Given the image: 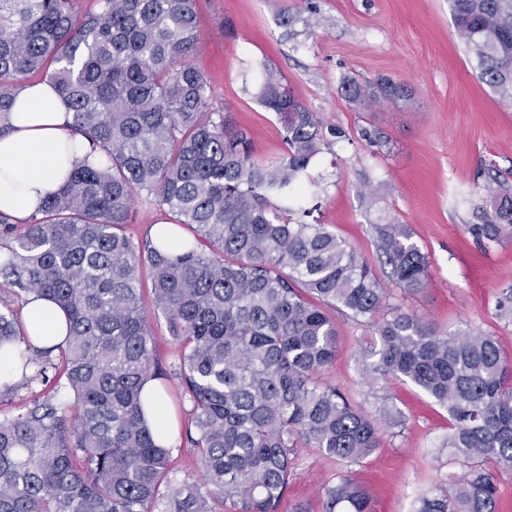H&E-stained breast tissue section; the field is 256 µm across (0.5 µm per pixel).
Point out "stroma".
I'll return each instance as SVG.
<instances>
[{"label": "stroma", "instance_id": "obj_1", "mask_svg": "<svg viewBox=\"0 0 512 512\" xmlns=\"http://www.w3.org/2000/svg\"><path fill=\"white\" fill-rule=\"evenodd\" d=\"M196 10L191 62L210 77L214 106L250 131L255 157L284 152L277 116L255 97L267 66L323 125L345 132L308 170L319 183L318 222L373 262L383 281L389 269L378 262L374 224L407 225L431 277L412 293L389 286V304L451 333H490L512 358V319L497 310L512 289V236L481 249L466 230L491 212L492 190H512V104L478 79L448 0H197ZM347 74L387 77L413 96L358 108L341 91ZM365 127L384 133L383 151L361 139ZM331 316L338 352L322 377L383 420L380 446L352 465L299 449L280 512H322L323 488L340 475L367 487L375 512H413L419 495L451 488L464 471L443 446L452 420L409 380L366 376L362 356L378 341L373 323Z\"/></svg>", "mask_w": 512, "mask_h": 512}]
</instances>
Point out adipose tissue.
Wrapping results in <instances>:
<instances>
[{"label": "adipose tissue", "mask_w": 512, "mask_h": 512, "mask_svg": "<svg viewBox=\"0 0 512 512\" xmlns=\"http://www.w3.org/2000/svg\"><path fill=\"white\" fill-rule=\"evenodd\" d=\"M72 114L48 82L27 84L16 99L9 127L0 133V212L24 223L43 200L64 185L72 156L60 149L72 143ZM34 345L65 335L66 314L53 300L30 295L24 311Z\"/></svg>", "instance_id": "1"}]
</instances>
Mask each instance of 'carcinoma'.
Instances as JSON below:
<instances>
[{
    "label": "carcinoma",
    "mask_w": 512,
    "mask_h": 512,
    "mask_svg": "<svg viewBox=\"0 0 512 512\" xmlns=\"http://www.w3.org/2000/svg\"><path fill=\"white\" fill-rule=\"evenodd\" d=\"M76 22L74 0H0V133L16 94L46 74L74 113V130L104 156L73 165L66 183L24 224L0 213V280L21 305L37 294L67 315L60 342L36 347L0 299V353L36 383L32 405L0 417V512H215L213 498L177 481L170 434L145 420L143 390L169 387L155 356L140 271L167 318L187 416L185 445L204 485L233 512H279L300 448L357 464L380 447L381 424L319 375L336 357L328 309L372 319L387 290L368 259L304 206L303 174L327 137L273 69L256 99L280 120L281 157H254L247 131L213 108L211 83L190 62L198 48L196 0H98ZM477 77L512 104V0H449ZM380 77L343 78L348 101L396 103L409 90ZM172 226L155 239L125 232L139 194ZM284 205L273 207L270 196ZM186 229L189 235H180ZM479 242L512 235V197L498 194ZM376 250L396 287L423 288L427 256L403 224H377ZM370 376L404 377L448 409L446 447L469 464L446 494H422L416 512H495L493 463L512 470V361L495 336L450 334L390 308L377 324ZM323 512H372L347 478L323 488Z\"/></svg>",
    "instance_id": "carcinoma-1"
}]
</instances>
